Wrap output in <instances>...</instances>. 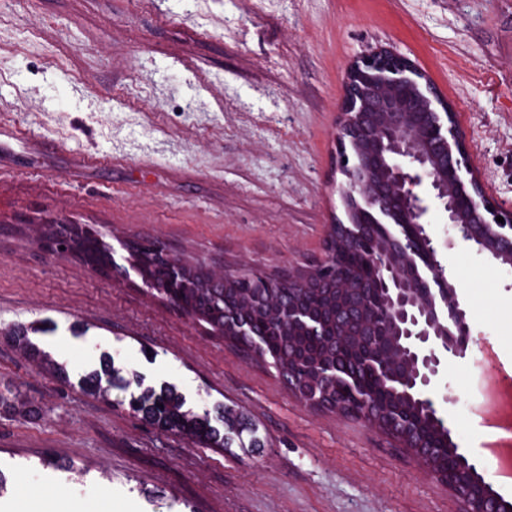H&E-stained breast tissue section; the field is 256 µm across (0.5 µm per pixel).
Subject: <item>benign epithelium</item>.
<instances>
[{
  "label": "benign epithelium",
  "mask_w": 512,
  "mask_h": 512,
  "mask_svg": "<svg viewBox=\"0 0 512 512\" xmlns=\"http://www.w3.org/2000/svg\"><path fill=\"white\" fill-rule=\"evenodd\" d=\"M417 68L406 57L376 51L351 65L344 86L336 140L340 150L361 141V151L345 174L343 200L371 212L386 228L383 241L367 256L372 270L371 291L379 308L360 302L361 281L354 274L336 275V318L309 316L293 299L273 296L270 308L288 335L336 337V347L353 345L374 332L385 342L365 364L377 370L383 384L397 374L403 399L427 408L437 432L413 416L406 426L393 427L380 415L360 417L407 448L436 482L465 505V512H512V503L499 496L477 465L460 453L444 426L429 390L451 357L466 353L468 306L442 261L444 250L465 246L494 261L512 265V209L505 211L486 195L477 173L468 164L467 146L455 130L452 112H423L405 96ZM470 199L468 213L457 199ZM501 216L504 222L496 221ZM440 219L454 236L441 241L430 224ZM351 226L330 224L326 256L317 264L288 270V285L303 286L333 269L326 260L353 242ZM319 410L347 413L314 394L302 396Z\"/></svg>",
  "instance_id": "obj_1"
}]
</instances>
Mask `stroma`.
I'll use <instances>...</instances> for the list:
<instances>
[{
    "mask_svg": "<svg viewBox=\"0 0 512 512\" xmlns=\"http://www.w3.org/2000/svg\"><path fill=\"white\" fill-rule=\"evenodd\" d=\"M380 48L437 88L485 192L511 206L512 0H0V384L31 406L0 414L17 512H464L407 449L305 405L129 269L153 240L241 272L323 260L346 218L345 75ZM50 219L92 230L127 274L48 253ZM444 259L469 341L434 401L482 460V370L512 371V265L460 246ZM43 319L111 339L150 385L164 358L194 411L243 412L261 448L195 447L51 380L3 335ZM61 463L87 468L80 489L55 483Z\"/></svg>",
    "mask_w": 512,
    "mask_h": 512,
    "instance_id": "obj_1",
    "label": "stroma"
}]
</instances>
